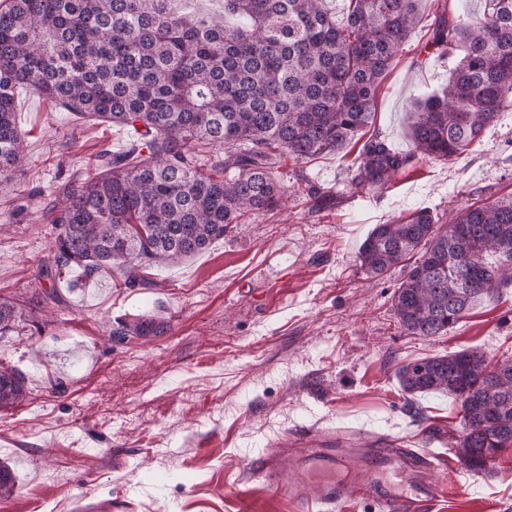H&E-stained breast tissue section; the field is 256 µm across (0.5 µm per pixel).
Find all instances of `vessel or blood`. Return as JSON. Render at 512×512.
<instances>
[{
    "label": "vessel or blood",
    "instance_id": "b4317fda",
    "mask_svg": "<svg viewBox=\"0 0 512 512\" xmlns=\"http://www.w3.org/2000/svg\"><path fill=\"white\" fill-rule=\"evenodd\" d=\"M292 459L291 467H283L281 459ZM383 459L398 465L401 472L418 481L415 495L389 494L364 477L368 463ZM443 457L421 448L405 447L396 436H377L360 443L341 434L321 438L304 432L294 446H281L272 455L261 458L253 472L271 485L293 512H344L347 503L365 498L375 502L378 512H434L437 491L424 474L444 469Z\"/></svg>",
    "mask_w": 512,
    "mask_h": 512
}]
</instances>
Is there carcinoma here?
<instances>
[{
  "instance_id": "obj_1",
  "label": "carcinoma",
  "mask_w": 512,
  "mask_h": 512,
  "mask_svg": "<svg viewBox=\"0 0 512 512\" xmlns=\"http://www.w3.org/2000/svg\"><path fill=\"white\" fill-rule=\"evenodd\" d=\"M11 0L0 11V186L22 166L16 90L75 115L129 127L137 139L105 152L92 176L56 186L47 209L53 239L34 271L32 303L69 310L57 288L65 269L86 280L117 266L121 285L178 264L224 238L252 213L279 207L280 168L360 145L350 187L383 192L416 157L447 160L480 141L512 108V0H486L480 16H441L426 43L455 55L448 84L417 100L412 149L365 136L379 86L418 24L419 0ZM216 154L200 168L198 153ZM357 262L372 278L406 265L392 303L413 336H445L478 300L512 284V200L468 207L438 224L430 210L375 225ZM27 304L0 301V336L21 332ZM143 317L112 336H162ZM408 394L446 393L460 417L448 447L485 470L512 447V355L490 365L472 348L412 361ZM24 376L0 361V410L24 403ZM0 464V497L13 494Z\"/></svg>"
}]
</instances>
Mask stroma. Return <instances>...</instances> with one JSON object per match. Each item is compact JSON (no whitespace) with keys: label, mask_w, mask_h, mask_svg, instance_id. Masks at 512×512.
<instances>
[{"label":"stroma","mask_w":512,"mask_h":512,"mask_svg":"<svg viewBox=\"0 0 512 512\" xmlns=\"http://www.w3.org/2000/svg\"><path fill=\"white\" fill-rule=\"evenodd\" d=\"M483 0H422L420 21L378 91L373 129L408 151L413 98L448 82L456 58L423 45L440 11L466 18ZM16 122L26 161L0 192V300L31 297L32 273L48 251L45 212L55 186L96 172L102 150L133 131L77 118L19 90ZM352 144L284 168L275 212L249 215L238 230L176 265L151 269L146 287L118 273L83 282L63 272L68 310L32 320L43 334L0 339V361L26 378L29 397L0 411V461L15 477L0 512H289L250 469L303 427L388 434L410 447L448 450L459 424L451 397H413L403 364L468 348L489 362L512 354V286L483 299L448 335L429 340L398 323L392 296L402 276L371 280L356 256L370 230L429 209L448 223L468 206L512 199V109L479 143L448 161L419 160L380 193H354ZM326 192L314 207L309 187ZM143 316L171 324L162 336H112ZM63 393H55V380ZM446 512H512V447L485 471L432 475Z\"/></svg>","instance_id":"obj_1"}]
</instances>
